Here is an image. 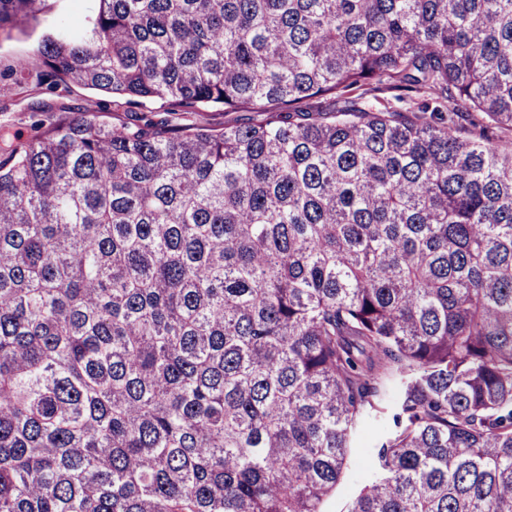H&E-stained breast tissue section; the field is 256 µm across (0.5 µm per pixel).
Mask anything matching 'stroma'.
Wrapping results in <instances>:
<instances>
[{
	"label": "stroma",
	"instance_id": "35a3bbf8",
	"mask_svg": "<svg viewBox=\"0 0 512 512\" xmlns=\"http://www.w3.org/2000/svg\"><path fill=\"white\" fill-rule=\"evenodd\" d=\"M94 14L95 0H49L37 21L0 30V127L30 135L42 109L56 119L94 113L114 124L144 115L156 120L171 119L167 104L161 100L129 106L121 99L78 85L54 86L48 72L42 69L25 74L17 71L18 59L29 56L45 34L90 29Z\"/></svg>",
	"mask_w": 512,
	"mask_h": 512
}]
</instances>
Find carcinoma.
<instances>
[{
  "mask_svg": "<svg viewBox=\"0 0 512 512\" xmlns=\"http://www.w3.org/2000/svg\"><path fill=\"white\" fill-rule=\"evenodd\" d=\"M41 67L255 116L0 135V512H323L391 407L347 512H512V0H97Z\"/></svg>",
  "mask_w": 512,
  "mask_h": 512,
  "instance_id": "cac0c4a2",
  "label": "carcinoma"
}]
</instances>
